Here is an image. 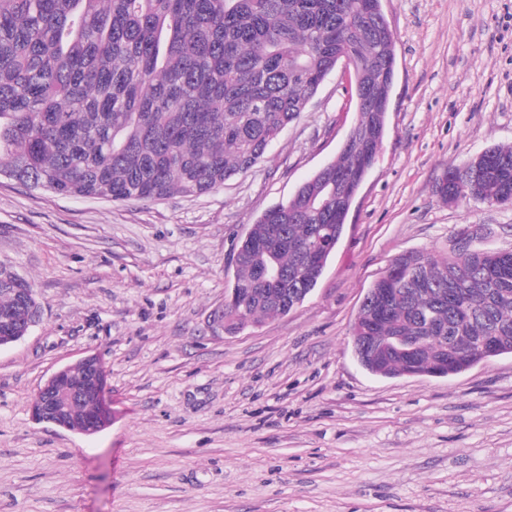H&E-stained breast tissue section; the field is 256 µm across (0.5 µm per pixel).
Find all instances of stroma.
<instances>
[{
  "instance_id": "stroma-1",
  "label": "stroma",
  "mask_w": 512,
  "mask_h": 512,
  "mask_svg": "<svg viewBox=\"0 0 512 512\" xmlns=\"http://www.w3.org/2000/svg\"><path fill=\"white\" fill-rule=\"evenodd\" d=\"M395 79L377 160L316 287L220 335L236 246L340 150L357 114L330 73L267 157L201 195L115 203L0 176V262L41 318L0 346V512H512V355L449 377L384 378L351 327L396 256L512 249V205H448L451 164L512 145V0H382ZM89 353L112 423L36 421Z\"/></svg>"
}]
</instances>
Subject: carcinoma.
Returning a JSON list of instances; mask_svg holds the SVG:
<instances>
[{
    "label": "carcinoma",
    "instance_id": "cac0c4a2",
    "mask_svg": "<svg viewBox=\"0 0 512 512\" xmlns=\"http://www.w3.org/2000/svg\"><path fill=\"white\" fill-rule=\"evenodd\" d=\"M350 58L357 121L338 155L251 225L226 285L224 331L286 315L317 285L387 127L394 34L371 0H0V174L74 198L156 201L245 173ZM448 166L446 203L512 195V147ZM0 271V333L28 306ZM494 337L457 351L453 337ZM355 356L388 378L450 376L512 354V250L406 252L366 293ZM84 380L69 370L56 389ZM94 400L66 410L82 429Z\"/></svg>",
    "mask_w": 512,
    "mask_h": 512
}]
</instances>
